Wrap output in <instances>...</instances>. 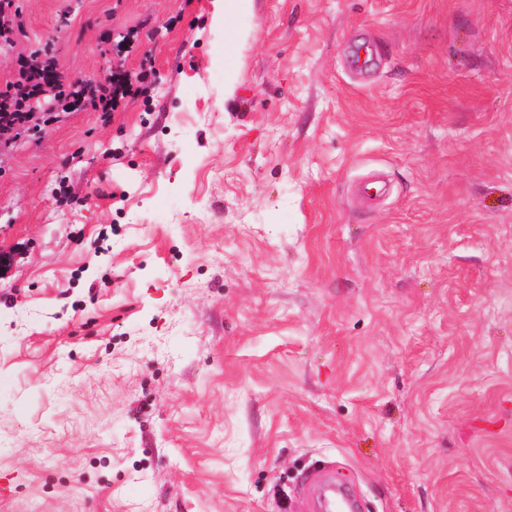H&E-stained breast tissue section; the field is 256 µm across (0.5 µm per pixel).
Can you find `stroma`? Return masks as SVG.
<instances>
[{"label":"stroma","mask_w":512,"mask_h":512,"mask_svg":"<svg viewBox=\"0 0 512 512\" xmlns=\"http://www.w3.org/2000/svg\"><path fill=\"white\" fill-rule=\"evenodd\" d=\"M20 6L150 78L0 153V512H512V0Z\"/></svg>","instance_id":"stroma-1"}]
</instances>
